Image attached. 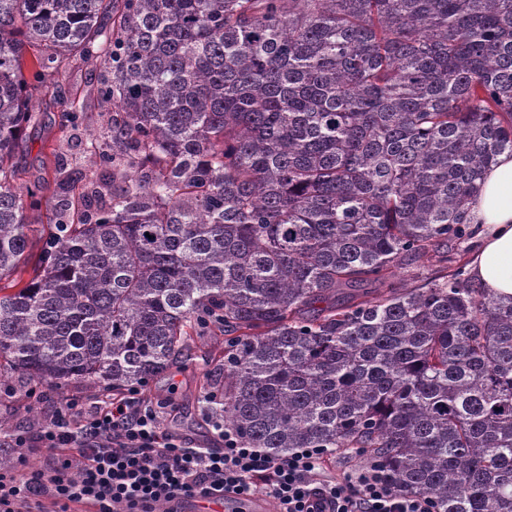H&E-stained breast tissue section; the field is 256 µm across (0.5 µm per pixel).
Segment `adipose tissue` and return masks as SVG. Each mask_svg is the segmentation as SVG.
Wrapping results in <instances>:
<instances>
[{
    "label": "adipose tissue",
    "mask_w": 512,
    "mask_h": 512,
    "mask_svg": "<svg viewBox=\"0 0 512 512\" xmlns=\"http://www.w3.org/2000/svg\"><path fill=\"white\" fill-rule=\"evenodd\" d=\"M478 226L470 272L493 296H512V154L483 175L471 206Z\"/></svg>",
    "instance_id": "obj_1"
}]
</instances>
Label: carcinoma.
<instances>
[{"label": "carcinoma", "mask_w": 512, "mask_h": 512, "mask_svg": "<svg viewBox=\"0 0 512 512\" xmlns=\"http://www.w3.org/2000/svg\"><path fill=\"white\" fill-rule=\"evenodd\" d=\"M77 56L108 197L66 176L36 240L21 135ZM505 151L512 0H0V364L121 394L222 336L205 396L250 447L512 512V296L456 248Z\"/></svg>", "instance_id": "obj_1"}]
</instances>
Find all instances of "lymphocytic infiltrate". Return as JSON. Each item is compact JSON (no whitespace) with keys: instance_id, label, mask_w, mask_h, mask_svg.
<instances>
[{"instance_id":"1","label":"lymphocytic infiltrate","mask_w":512,"mask_h":512,"mask_svg":"<svg viewBox=\"0 0 512 512\" xmlns=\"http://www.w3.org/2000/svg\"><path fill=\"white\" fill-rule=\"evenodd\" d=\"M76 409H57L36 436L40 447L71 449L84 462L74 478L66 470L21 478L0 474V512H20L48 493L60 504H92L96 512H153L156 503L200 497L213 502L263 493L275 512H434L426 495L392 490L378 462L352 474L347 484L322 475L323 452L301 448L273 457L220 431L219 448H196L164 433L156 412L138 391L84 414L73 431Z\"/></svg>"}]
</instances>
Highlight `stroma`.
Instances as JSON below:
<instances>
[{
  "instance_id": "obj_1",
  "label": "stroma",
  "mask_w": 512,
  "mask_h": 512,
  "mask_svg": "<svg viewBox=\"0 0 512 512\" xmlns=\"http://www.w3.org/2000/svg\"><path fill=\"white\" fill-rule=\"evenodd\" d=\"M104 75L95 61L75 59L59 77L67 96L77 93L81 112L79 123L63 122L61 114L69 107L66 99L48 102L40 124L23 136L19 158L18 184L45 182L47 194H54L57 169L80 155L87 140L108 143L112 135V110L96 98L95 87ZM196 357L188 365L171 369L150 382L141 396L160 411L163 425L173 437L195 447H219L216 427L220 415L207 411L203 399L206 377L221 374L224 368L223 337H195ZM103 392L79 384L53 389L46 384L23 381L10 370L0 372V474L22 476L40 470L53 474L62 458L57 452L17 444V437L35 435L52 419L56 409L66 403L88 410L100 402Z\"/></svg>"
}]
</instances>
